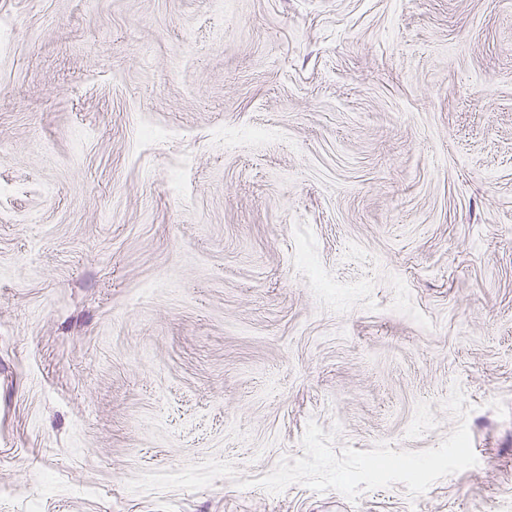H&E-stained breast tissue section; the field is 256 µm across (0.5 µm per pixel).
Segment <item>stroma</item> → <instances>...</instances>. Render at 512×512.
Here are the masks:
<instances>
[{
	"label": "stroma",
	"mask_w": 512,
	"mask_h": 512,
	"mask_svg": "<svg viewBox=\"0 0 512 512\" xmlns=\"http://www.w3.org/2000/svg\"><path fill=\"white\" fill-rule=\"evenodd\" d=\"M0 512L512 502V0H0ZM351 501L257 480L438 446ZM209 458L240 479L133 493Z\"/></svg>",
	"instance_id": "35a3bbf8"
}]
</instances>
